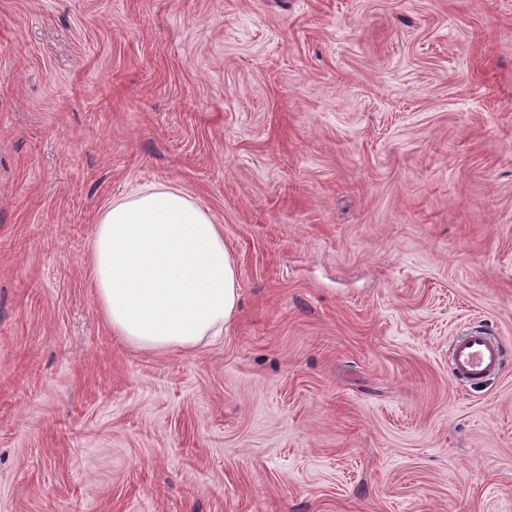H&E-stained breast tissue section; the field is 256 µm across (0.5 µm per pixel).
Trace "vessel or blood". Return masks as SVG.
<instances>
[{
	"label": "vessel or blood",
	"instance_id": "1",
	"mask_svg": "<svg viewBox=\"0 0 512 512\" xmlns=\"http://www.w3.org/2000/svg\"><path fill=\"white\" fill-rule=\"evenodd\" d=\"M505 356L502 346L481 331H468L451 345L450 370L458 381L477 384L495 377L502 369Z\"/></svg>",
	"mask_w": 512,
	"mask_h": 512
}]
</instances>
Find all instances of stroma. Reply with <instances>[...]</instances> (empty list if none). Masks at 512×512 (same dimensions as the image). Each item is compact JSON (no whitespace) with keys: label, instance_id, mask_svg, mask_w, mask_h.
Returning <instances> with one entry per match:
<instances>
[{"label":"stroma","instance_id":"1","mask_svg":"<svg viewBox=\"0 0 512 512\" xmlns=\"http://www.w3.org/2000/svg\"><path fill=\"white\" fill-rule=\"evenodd\" d=\"M224 227L194 351L91 286L142 187ZM512 0H0V512H512ZM502 346L482 331H466L451 345L450 370L454 378L478 384L495 377L504 366Z\"/></svg>","mask_w":512,"mask_h":512}]
</instances>
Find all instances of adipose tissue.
<instances>
[{
	"mask_svg": "<svg viewBox=\"0 0 512 512\" xmlns=\"http://www.w3.org/2000/svg\"><path fill=\"white\" fill-rule=\"evenodd\" d=\"M90 267L113 333L142 350L191 351L221 335L237 310L223 227L178 189H138L106 208Z\"/></svg>",
	"mask_w": 512,
	"mask_h": 512,
	"instance_id": "ef3b65f1",
	"label": "adipose tissue"
}]
</instances>
